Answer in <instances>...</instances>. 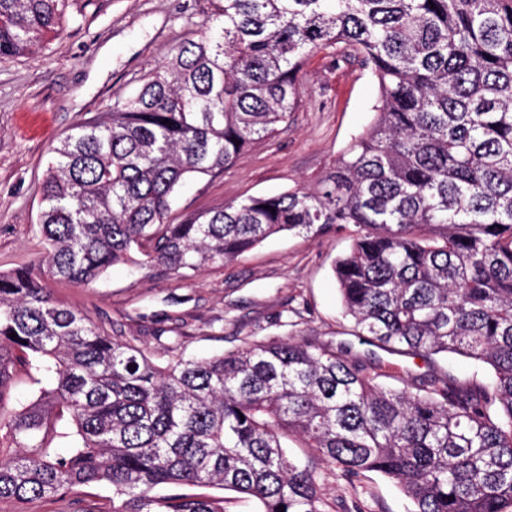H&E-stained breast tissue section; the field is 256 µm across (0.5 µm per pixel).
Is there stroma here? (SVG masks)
<instances>
[{"label":"stroma","instance_id":"stroma-1","mask_svg":"<svg viewBox=\"0 0 512 512\" xmlns=\"http://www.w3.org/2000/svg\"><path fill=\"white\" fill-rule=\"evenodd\" d=\"M209 0H67L60 34L39 48L0 59V271L38 266L46 253L39 230V185L50 150L78 123L134 93L169 50L200 39ZM303 104L271 140L255 144L224 172L186 184L171 205L180 223L248 196L312 185L373 117L377 88L353 61L312 54L300 73ZM350 232L319 238L283 233L235 261L188 277L162 266H112L95 282L47 280L53 297L87 314L111 335L147 347L157 364L202 358L255 341L317 337L377 365L389 384L435 369L460 381L482 380L473 360L426 362L360 343L342 315L333 272ZM315 476L334 512H410L397 485L370 472L357 480L318 465ZM112 488L78 486L61 498L0 499V512H111Z\"/></svg>","mask_w":512,"mask_h":512}]
</instances>
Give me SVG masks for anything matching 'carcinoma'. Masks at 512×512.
Segmentation results:
<instances>
[{
	"label": "carcinoma",
	"mask_w": 512,
	"mask_h": 512,
	"mask_svg": "<svg viewBox=\"0 0 512 512\" xmlns=\"http://www.w3.org/2000/svg\"><path fill=\"white\" fill-rule=\"evenodd\" d=\"M64 3L0 0V57L59 33ZM211 5L208 35L51 149L46 256L0 272V499L108 484L112 512H228L212 489L251 512H326L288 457L294 434L349 479L394 480L412 512H512V0ZM321 49L370 70L373 122L310 188L171 222L185 180L224 172L290 121ZM333 225L355 227L333 267L354 335L474 359L487 383L434 371L392 386L308 338L161 367L43 285H88L125 262L185 276ZM19 367L38 385L28 402L13 395Z\"/></svg>",
	"instance_id": "1"
}]
</instances>
